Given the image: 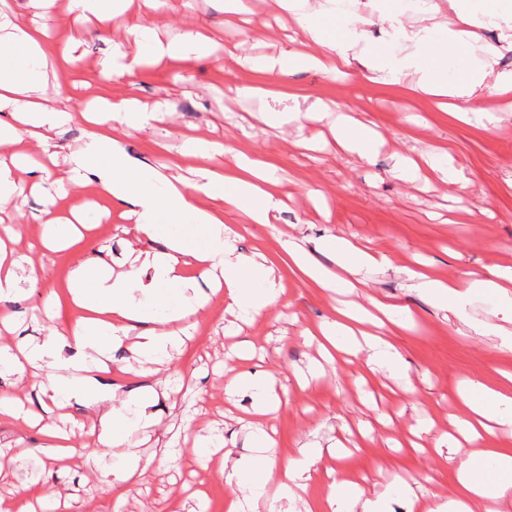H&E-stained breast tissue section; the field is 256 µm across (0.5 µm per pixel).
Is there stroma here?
Segmentation results:
<instances>
[{
	"mask_svg": "<svg viewBox=\"0 0 512 512\" xmlns=\"http://www.w3.org/2000/svg\"><path fill=\"white\" fill-rule=\"evenodd\" d=\"M253 2L254 38L243 45L242 55L273 54L289 39L303 40L294 21L278 15L273 0ZM346 6L370 20L358 51L385 44L392 52H407V45L388 39L387 24L377 18L376 0H347ZM157 16V33L164 41L190 28L209 30L225 44L239 39V27L228 20L220 0H183L178 11L161 9ZM125 38L115 22L107 34L87 37L74 48L75 67L64 71L56 59H49L47 93L86 98L109 93L160 104L151 127L137 130L119 123L114 130L131 158L160 170L191 137L223 144L228 164L237 152L273 164L281 178L278 195L284 206L270 225L228 216V223L240 228L238 253L247 257L262 246L275 252L279 237L289 236L314 262L329 267L333 259L320 244L330 235L383 251L390 265L362 272L356 300H391L408 309L411 320L394 336L408 380L381 370L363 385L359 378L364 359L322 362L317 344L306 335L333 318L335 293L286 271L281 305L241 324L226 312L223 293H212L209 282L198 279V289L209 303L169 368L141 373L126 342L113 349L110 371L103 376L107 384L128 377L134 385L153 386L162 394L160 425L139 451L147 457L165 448L171 460L142 473L124 512H170L176 506L182 512H220L235 488L212 469L209 458L197 454L193 442L200 435L214 446H225L233 462L250 456L252 429L241 417L251 407L252 394L245 389L226 393L225 384L236 374L255 370L271 374L282 401L271 420L278 458L307 442L327 446L339 441L350 450L344 460L327 456L314 466L310 499L321 498L332 473L354 478L370 495L384 496L388 512H407L401 492L405 484L451 495L455 468L448 447L438 439L448 430L449 416L462 411L459 389L471 381L496 380L502 370L512 372V352L501 350L493 333L498 326L512 333V315L501 310L494 297L478 294L470 299L465 319H458L413 288L408 271L418 260L437 278L512 269V98L494 97L488 118L460 122L433 97L367 80L355 67L336 77L314 71L291 74L290 98L240 96L236 86L250 84L253 77L220 50L187 70L151 66L131 76L105 78L101 64L111 57L114 43ZM318 99L374 120L381 139L370 160L337 150L329 132L335 113L323 112L285 129L271 128L262 120L267 112L306 111ZM400 152L414 157L448 153L468 183L461 189L438 181L428 186L401 181L394 174ZM42 208V199L27 192L9 206L18 253L44 268L46 278L26 285L12 303L15 331L0 335V345L40 338L48 284L59 287L61 321L74 317L65 284L76 260L108 255L117 270L125 257L129 236L116 214L104 218L88 213L93 229L78 250L41 249L43 226L37 216ZM239 339L254 345L253 359L232 358ZM45 379L42 373L0 372V396L21 398L39 419L35 425L0 422V453L16 460L0 470V500L24 512L27 502L42 493L58 499V512H90L112 498L107 476L112 461L76 434L71 439L78 450L75 458L49 462L43 427L58 417L38 388ZM418 429L424 432L422 448L406 447V438Z\"/></svg>",
	"mask_w": 512,
	"mask_h": 512,
	"instance_id": "obj_1",
	"label": "stroma"
}]
</instances>
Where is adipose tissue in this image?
<instances>
[{"label":"adipose tissue","mask_w":512,"mask_h":512,"mask_svg":"<svg viewBox=\"0 0 512 512\" xmlns=\"http://www.w3.org/2000/svg\"><path fill=\"white\" fill-rule=\"evenodd\" d=\"M471 2L462 27L449 29L405 23L409 10L432 16L438 13V5L382 0L380 12L390 22L395 39L409 42L412 49L397 55L377 47L361 59V66L372 74H386L393 83L410 78V90L450 99L452 111L460 118L484 117L487 96L512 92V73L489 75L475 59V44L486 27L512 29V0ZM133 3L68 0L69 11L78 17L101 23L118 19L126 29L127 39L115 44L103 75L122 77L157 65L185 67L212 53L210 38L196 29L185 30L175 41L158 38L154 8L163 3L174 11L178 0H143L139 9ZM276 3L295 19L307 40L276 55L245 58L244 69L264 76V93L287 95V77L297 71L317 69L329 74L350 65L358 19L338 0H325L315 12L309 11L305 0ZM1 43L9 45L10 57L0 62V214L18 191L21 173L35 172L39 179L31 189L45 197L39 217L43 248L67 249L83 238L78 228L81 212H60L54 195L46 192L50 186L62 190L94 179L96 196L130 221L133 242L128 246L126 271L113 273L101 256L78 262L67 288L79 316L71 324L55 326L58 294L48 288L44 302L48 325L43 337L11 349L0 348V364L7 368H52L41 390L56 409H64L77 395L87 399L92 422L74 416L69 422L72 429L88 431L93 446L105 449L112 458V509L121 512L127 491L147 466L133 436L149 434L158 425L155 406L160 394L152 387L125 395L104 389L98 375L106 371L113 347L132 340L133 352L148 364L163 363L170 352L180 349L183 329L206 304L205 297L196 293L200 275L224 289L229 308L252 320L280 304L281 267L316 287L342 291L352 287L362 271L388 266L390 259L385 253L333 236L321 244L335 259L332 269L314 263L301 247L288 241L281 245L282 255L260 247L252 258H241L235 247L238 232L227 225L226 217L237 214L250 224L270 223L278 202L273 193L276 178L268 164L240 153L232 167H225L223 145L202 140L187 141L182 157L172 163L173 174L140 163L125 153L111 123L128 120L142 129L155 120L157 109L133 97L112 95L84 101L75 111L59 106L43 84L51 52L44 31L23 17L0 14ZM77 113L89 121L90 129L79 149L61 155L52 140ZM333 135L338 148L366 160L378 140L372 120H356L345 113L338 115ZM188 157L198 159V166L185 168ZM396 170L408 181L426 183L436 177L451 185L464 184L463 176L443 157L421 164L401 156ZM144 240H158L162 246L140 249ZM13 241L12 229L0 228V327L5 329L11 326L10 302L21 293L23 282H37L39 275L33 262L17 253ZM409 276L433 303L456 314H463L475 294L494 296L504 311L512 313L511 271L437 279L419 268ZM141 292L148 293L150 304L138 301ZM374 309L394 324L405 320L397 306L380 299L373 300L368 310L336 308L334 320L311 333L328 360H341L364 349L368 373L381 368L399 370L401 355L389 331L373 334L364 329ZM229 388L251 391L249 423L255 429L252 456L234 463L225 475L237 487L230 512H257L261 507L267 512H386L381 498L367 496L359 484L346 479L327 483L320 502L307 500L312 467L326 454L344 457L346 448L303 445L287 462H279L276 441L264 427L266 417L280 406L268 377L246 372ZM459 396L466 410L451 419L455 434L448 442L456 448L468 444L473 451L457 468L452 498L430 494L428 512H480L486 503L512 499V450L483 445L489 422L512 425V382L472 384ZM276 475L288 490V503L268 494L269 482Z\"/></svg>","instance_id":"obj_1"}]
</instances>
